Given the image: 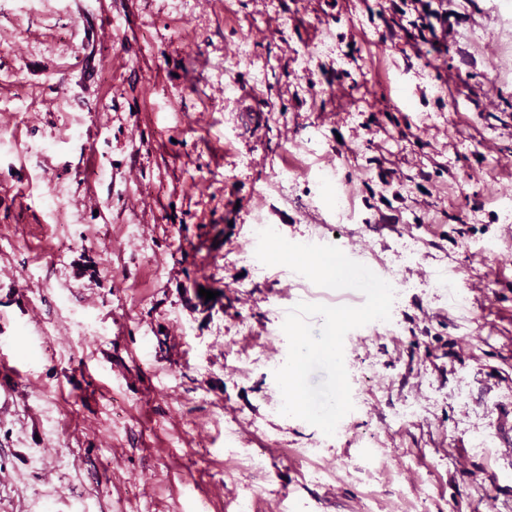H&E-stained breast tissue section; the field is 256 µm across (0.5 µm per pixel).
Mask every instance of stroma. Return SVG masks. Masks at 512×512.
<instances>
[{
    "label": "stroma",
    "instance_id": "stroma-1",
    "mask_svg": "<svg viewBox=\"0 0 512 512\" xmlns=\"http://www.w3.org/2000/svg\"><path fill=\"white\" fill-rule=\"evenodd\" d=\"M431 4L0 0V512H512V0ZM257 215L394 289L339 434Z\"/></svg>",
    "mask_w": 512,
    "mask_h": 512
}]
</instances>
